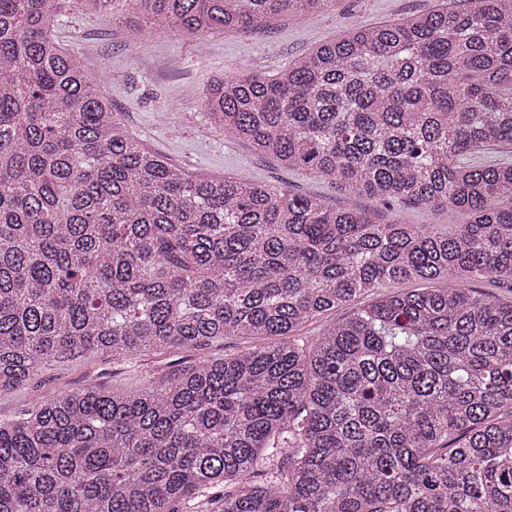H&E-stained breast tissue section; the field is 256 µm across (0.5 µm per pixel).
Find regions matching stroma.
<instances>
[{
  "label": "stroma",
  "instance_id": "stroma-1",
  "mask_svg": "<svg viewBox=\"0 0 512 512\" xmlns=\"http://www.w3.org/2000/svg\"><path fill=\"white\" fill-rule=\"evenodd\" d=\"M437 0H338L335 10L298 15L264 31L231 30L202 37L165 33L141 44L121 29L138 18L128 0H111L109 12L74 7L61 16L58 42L80 59L127 127L149 149L202 175H224L315 196L333 205L370 211L378 220L409 224H460L464 215L412 204L388 205L354 195L336 183L289 171L256 154L244 142L211 126L202 101L211 78L241 68L276 74L313 47L330 41L349 24L372 26L431 12ZM194 354H155L137 364L88 356L51 366L18 391L0 393V419L23 414L35 403L91 384L136 387L141 372L162 377L193 363Z\"/></svg>",
  "mask_w": 512,
  "mask_h": 512
}]
</instances>
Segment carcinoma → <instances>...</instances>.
I'll use <instances>...</instances> for the list:
<instances>
[{
  "instance_id": "1",
  "label": "carcinoma",
  "mask_w": 512,
  "mask_h": 512,
  "mask_svg": "<svg viewBox=\"0 0 512 512\" xmlns=\"http://www.w3.org/2000/svg\"><path fill=\"white\" fill-rule=\"evenodd\" d=\"M108 2L0 0V392L87 355L275 342L0 420V512H512V297L462 283L512 287V0L354 24L203 100L296 173L468 216L448 225L145 147L55 39L67 7ZM130 2L131 38L337 4ZM405 281L432 287L389 291Z\"/></svg>"
}]
</instances>
